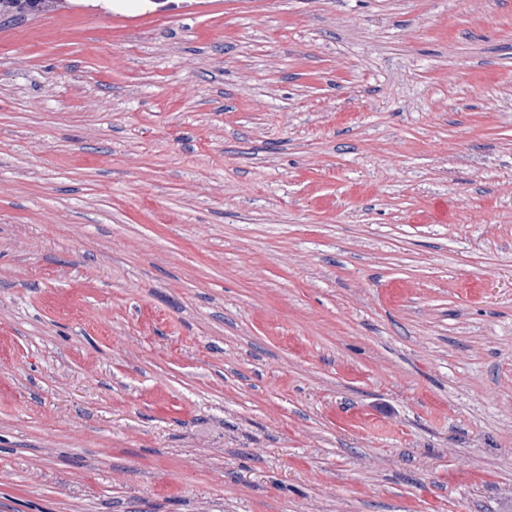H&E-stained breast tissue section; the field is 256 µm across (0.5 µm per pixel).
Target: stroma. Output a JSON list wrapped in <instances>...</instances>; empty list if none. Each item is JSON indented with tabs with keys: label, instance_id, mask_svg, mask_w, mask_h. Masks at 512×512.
Wrapping results in <instances>:
<instances>
[{
	"label": "stroma",
	"instance_id": "35a3bbf8",
	"mask_svg": "<svg viewBox=\"0 0 512 512\" xmlns=\"http://www.w3.org/2000/svg\"><path fill=\"white\" fill-rule=\"evenodd\" d=\"M0 512H512V0L0 20Z\"/></svg>",
	"mask_w": 512,
	"mask_h": 512
}]
</instances>
